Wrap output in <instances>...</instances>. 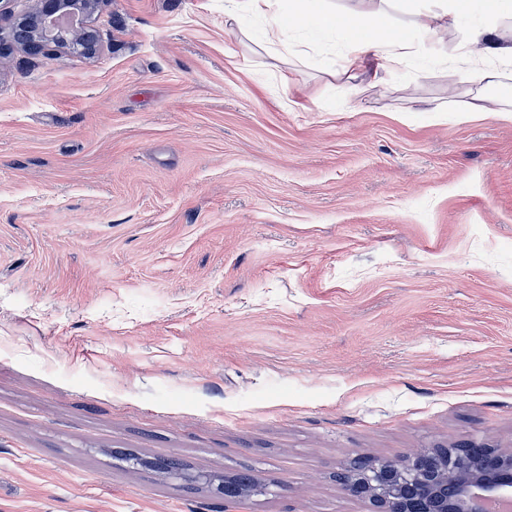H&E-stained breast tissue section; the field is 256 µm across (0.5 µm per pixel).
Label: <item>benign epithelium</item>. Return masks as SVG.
I'll use <instances>...</instances> for the list:
<instances>
[{
  "label": "benign epithelium",
  "instance_id": "benign-epithelium-1",
  "mask_svg": "<svg viewBox=\"0 0 512 512\" xmlns=\"http://www.w3.org/2000/svg\"><path fill=\"white\" fill-rule=\"evenodd\" d=\"M105 0H33V6L12 19L10 33L40 19L19 47L31 53L78 50L93 56L98 44L84 41V30ZM346 493L366 502L369 512H486L474 491L498 496L512 490V448H471L457 456L452 448H429L403 460L364 463L350 473ZM255 491L236 480L224 481L219 492L238 500Z\"/></svg>",
  "mask_w": 512,
  "mask_h": 512
}]
</instances>
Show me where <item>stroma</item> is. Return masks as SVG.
I'll return each mask as SVG.
<instances>
[{
	"mask_svg": "<svg viewBox=\"0 0 512 512\" xmlns=\"http://www.w3.org/2000/svg\"><path fill=\"white\" fill-rule=\"evenodd\" d=\"M334 2L282 55L105 0L96 57L0 58V512H367L355 457L512 447V112L436 0ZM372 29L417 60L342 73ZM328 0H310L307 6V20L322 31L336 29L341 24V16L336 11L330 10L325 6ZM440 12L428 13L422 19L421 24L429 30L445 29L448 27V21L452 23L460 15L466 6L467 1L464 0H441ZM467 80L476 88L469 91L471 97L467 103L466 112H501L499 103L485 94V89L496 83L500 74L493 68H475L463 71Z\"/></svg>",
	"mask_w": 512,
	"mask_h": 512,
	"instance_id": "1",
	"label": "stroma"
}]
</instances>
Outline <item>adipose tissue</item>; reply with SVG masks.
<instances>
[{
  "instance_id": "obj_1",
  "label": "adipose tissue",
  "mask_w": 512,
  "mask_h": 512,
  "mask_svg": "<svg viewBox=\"0 0 512 512\" xmlns=\"http://www.w3.org/2000/svg\"><path fill=\"white\" fill-rule=\"evenodd\" d=\"M283 0H225L224 18L226 22L237 23L246 18L264 19L268 28L262 42L263 47L271 53L288 52L291 44L286 36L287 27L282 20ZM505 15L500 7L494 6L486 11L481 23L462 29L459 43L461 46H483L486 56L494 60L491 68L466 70L465 75L471 83V97L466 109L470 112H496L500 106L489 98L485 90L497 82L498 65L512 62V41L503 43L497 40L496 33ZM415 53L412 42L404 37L395 36L383 41L377 38H349L341 56V68L350 72L363 68H372L374 72L408 64Z\"/></svg>"
}]
</instances>
